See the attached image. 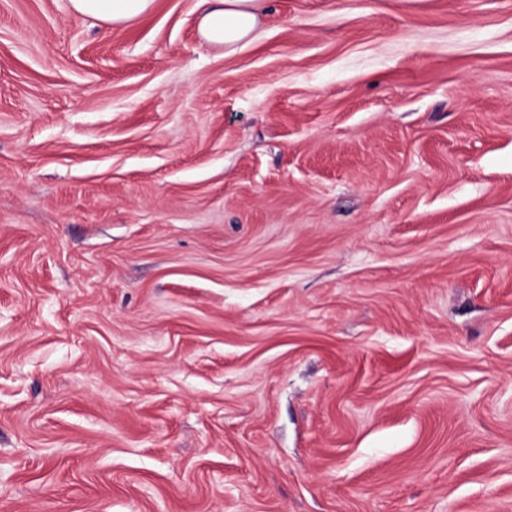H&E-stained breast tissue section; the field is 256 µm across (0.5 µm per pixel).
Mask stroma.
<instances>
[{"instance_id":"35a3bbf8","label":"stroma","mask_w":512,"mask_h":512,"mask_svg":"<svg viewBox=\"0 0 512 512\" xmlns=\"http://www.w3.org/2000/svg\"><path fill=\"white\" fill-rule=\"evenodd\" d=\"M0 0V512H512V0ZM76 14L105 23L121 24L148 13L154 0H69ZM269 0H199L198 30L207 44L234 53L253 41L262 25Z\"/></svg>"}]
</instances>
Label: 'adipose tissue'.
I'll return each instance as SVG.
<instances>
[{"mask_svg": "<svg viewBox=\"0 0 512 512\" xmlns=\"http://www.w3.org/2000/svg\"><path fill=\"white\" fill-rule=\"evenodd\" d=\"M154 0H70L72 11L101 22L121 24L148 13ZM268 0H199L198 30L212 47L234 53L257 35Z\"/></svg>", "mask_w": 512, "mask_h": 512, "instance_id": "ef3b65f1", "label": "adipose tissue"}]
</instances>
